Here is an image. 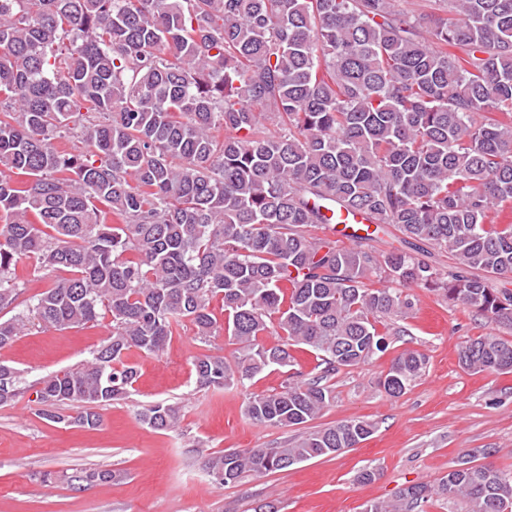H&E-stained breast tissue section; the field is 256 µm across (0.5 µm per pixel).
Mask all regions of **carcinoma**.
I'll list each match as a JSON object with an SVG mask.
<instances>
[{
	"label": "carcinoma",
	"instance_id": "carcinoma-1",
	"mask_svg": "<svg viewBox=\"0 0 512 512\" xmlns=\"http://www.w3.org/2000/svg\"><path fill=\"white\" fill-rule=\"evenodd\" d=\"M60 138L83 150L57 149ZM0 349L31 322L112 334L37 391L54 423L96 428V408L136 392V348L160 352L189 322L239 345L234 363L194 360L200 389L245 385L303 345L336 368L369 361L380 327L405 318L406 287L512 327V0H0ZM392 225L449 253L444 273L416 255L340 247L311 229L327 211ZM55 274L20 299L17 267ZM221 302L224 319L211 308ZM276 333L281 343L259 338ZM463 368L512 372V344L479 336ZM426 357L397 356L382 386L403 395ZM18 372L0 363V405ZM322 379L253 394L256 425H305L331 402ZM63 404L74 413H50ZM180 406L140 421L167 431ZM361 419L291 447L204 456L223 485L367 440ZM451 468L365 512H416L432 495L466 512H512V473ZM89 487L112 471L80 470Z\"/></svg>",
	"mask_w": 512,
	"mask_h": 512
}]
</instances>
